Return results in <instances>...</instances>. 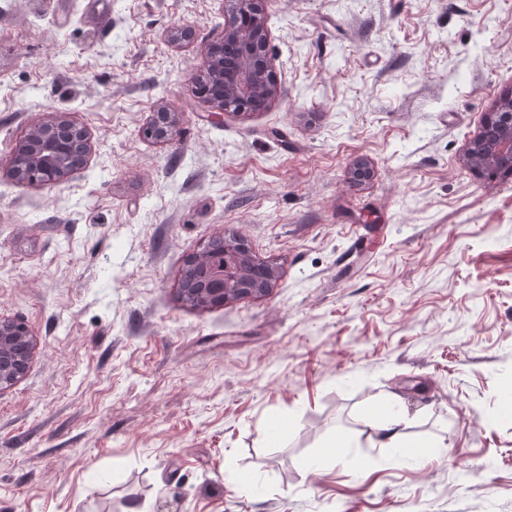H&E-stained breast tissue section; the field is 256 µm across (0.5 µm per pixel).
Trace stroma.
<instances>
[{"mask_svg":"<svg viewBox=\"0 0 512 512\" xmlns=\"http://www.w3.org/2000/svg\"><path fill=\"white\" fill-rule=\"evenodd\" d=\"M264 15L276 96L218 116L194 76L224 0H0V318L34 341L0 512H512V175L466 161L512 95V0ZM55 112L86 163L15 180ZM218 235L278 268L268 295L182 301ZM391 397L425 458L375 447ZM179 123V113L162 109L154 112L143 131L151 129L157 132L156 140H169L176 132Z\"/></svg>","mask_w":512,"mask_h":512,"instance_id":"1","label":"stroma"}]
</instances>
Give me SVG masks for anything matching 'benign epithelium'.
<instances>
[{"label":"benign epithelium","instance_id":"obj_1","mask_svg":"<svg viewBox=\"0 0 512 512\" xmlns=\"http://www.w3.org/2000/svg\"><path fill=\"white\" fill-rule=\"evenodd\" d=\"M268 30L264 26L263 0H224V40L239 48V62L230 73L217 76L224 94L212 98L217 112L232 110L243 113L247 103L261 94L267 100L275 96V89H260L254 80L258 67L270 69L271 59L257 52L267 42ZM179 113L162 109L152 114L146 128L157 132L158 140H169L176 132ZM86 133L84 127L63 116H53L39 125L20 143L9 161L12 176L22 181L25 172L16 164L19 153H25L27 162L51 172L49 186L59 185L73 173L69 166V136ZM467 161L477 168L512 167V98L499 100L496 110L486 120L483 129L467 150ZM224 264L203 267L200 277V295L206 303H225L248 296H261L265 291L252 287L253 279L262 274L268 286L278 278L277 268L266 264L255 268L256 256L248 244L245 253L233 250L234 240H227ZM33 353V341L27 327L14 320L0 318V387L13 385L26 372Z\"/></svg>","mask_w":512,"mask_h":512}]
</instances>
